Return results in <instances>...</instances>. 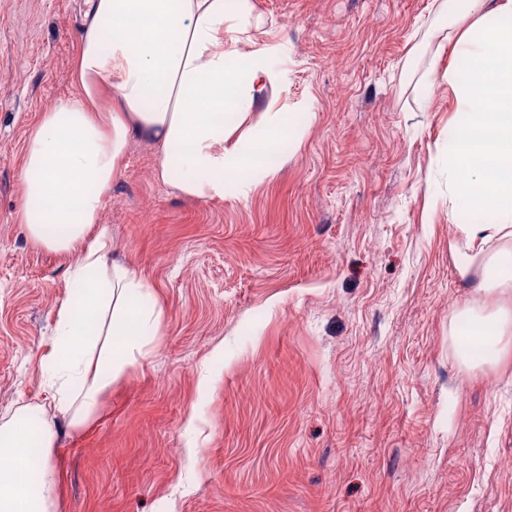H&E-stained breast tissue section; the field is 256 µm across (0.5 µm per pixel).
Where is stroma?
Segmentation results:
<instances>
[{
	"mask_svg": "<svg viewBox=\"0 0 512 512\" xmlns=\"http://www.w3.org/2000/svg\"><path fill=\"white\" fill-rule=\"evenodd\" d=\"M440 0H250L274 47L269 172L174 193L136 138L102 220L165 328L81 431L57 422L61 512H512V340L465 368L463 212ZM84 0H0V416L42 400L66 255L20 222L27 134L75 91Z\"/></svg>",
	"mask_w": 512,
	"mask_h": 512,
	"instance_id": "obj_1",
	"label": "stroma"
}]
</instances>
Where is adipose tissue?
<instances>
[{
  "mask_svg": "<svg viewBox=\"0 0 512 512\" xmlns=\"http://www.w3.org/2000/svg\"><path fill=\"white\" fill-rule=\"evenodd\" d=\"M248 0H87L76 93L42 112L25 143L20 219L28 237L69 257L55 313L49 398L0 419V512H57L53 456L58 418L73 430L161 335L164 312L131 267L113 257L101 213L132 138L159 150L157 178L181 195L220 198L226 181L262 171L293 131L267 112L246 138L232 132L275 75L265 49L230 56L226 44L258 27ZM472 25L453 42L444 79L464 109L448 132L445 162L457 207L496 211L461 227L459 275L471 288L460 313L497 358L512 334V0H448Z\"/></svg>",
  "mask_w": 512,
  "mask_h": 512,
  "instance_id": "obj_1",
  "label": "adipose tissue"
}]
</instances>
